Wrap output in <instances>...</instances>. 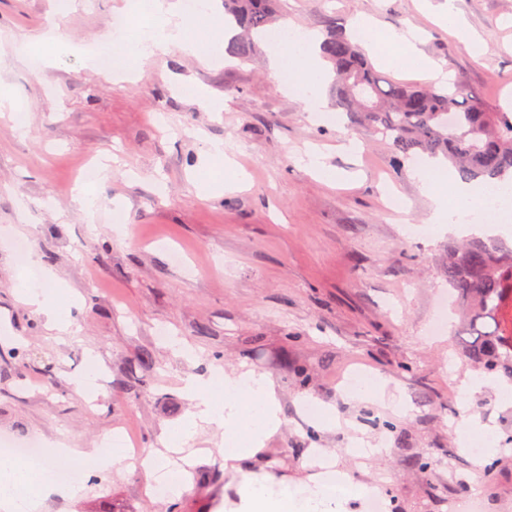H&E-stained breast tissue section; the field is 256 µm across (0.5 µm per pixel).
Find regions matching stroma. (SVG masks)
<instances>
[{"instance_id":"obj_1","label":"stroma","mask_w":512,"mask_h":512,"mask_svg":"<svg viewBox=\"0 0 512 512\" xmlns=\"http://www.w3.org/2000/svg\"><path fill=\"white\" fill-rule=\"evenodd\" d=\"M444 2L280 0L277 18L320 33L362 15L381 36L415 30L451 81L505 110L512 0H454L477 52L438 22ZM132 12V0H0V88L27 116L23 127L0 116V437L89 454L123 430L140 450L77 493L44 496L39 512H236L239 482L224 469L221 430L208 425L187 445L194 477L180 496L149 492L161 432L193 410L184 379L216 366L254 368L278 386L280 428L243 469L292 487L323 453L347 476L348 512H362L371 487L391 512H467L473 502L512 512V405L497 391L507 379L465 361L456 328L429 330L449 295L442 263L456 235L410 237L430 212L419 182L397 169L389 145L346 120L312 122L271 77L266 42L228 61L214 50L218 27L206 60L176 48L143 66L134 55V78L106 79L107 59L92 54L113 18ZM180 81L202 86L223 111L175 93ZM349 140L356 150L344 149ZM218 142L233 146L247 185L205 199L195 182L209 178ZM308 150L335 169V185L304 167ZM99 160L108 177L80 184ZM388 188L403 211L391 210ZM81 193L93 213L79 206ZM19 239L30 265L53 275L69 332L21 301ZM161 328L193 355H177ZM91 365L105 380L93 398L74 385ZM355 371L390 379L402 407L348 398L342 381ZM482 376L488 386L469 391ZM306 397L335 427H318ZM475 422L491 430V453L460 447ZM359 440L375 454L353 455Z\"/></svg>"}]
</instances>
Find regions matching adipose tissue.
<instances>
[{"label": "adipose tissue", "instance_id": "obj_1", "mask_svg": "<svg viewBox=\"0 0 512 512\" xmlns=\"http://www.w3.org/2000/svg\"><path fill=\"white\" fill-rule=\"evenodd\" d=\"M140 12L156 20L154 32L140 30L136 25L130 30L128 44L141 49L143 59L167 54L174 47L196 56L205 54V28L201 25L193 30L188 28L181 0H140ZM283 28L292 36L290 45L270 55L269 68L276 76L285 71L292 73V82H281L280 90L298 92L311 120L326 122L329 119L326 88L331 74L320 57L322 38L289 20L284 21ZM387 39L403 47L402 54L387 57L388 66L401 68L410 64L422 79L440 86L447 84V71L418 53L411 32L394 30L388 33ZM411 173L434 203L428 221L438 232L458 223L461 208L478 202L483 194L482 189L467 183L445 190L448 165L444 162L424 158L412 163ZM185 390L193 411L187 420L162 432L157 461H165L168 454L180 453L200 425L213 424L224 431L225 463L239 469L241 462L263 448L266 439L280 426L277 387L267 373L218 368L208 378H188ZM57 463V457L53 456L42 468L34 469L17 461L0 459V489L7 492L4 503L11 512H37L39 500L18 496L17 491L31 485L40 486L46 492L54 491L51 472ZM327 480L340 485L345 476L338 471L319 472L311 475L309 482L289 491L275 489L267 475L242 471L244 495L237 512H332L320 500V488Z\"/></svg>", "mask_w": 512, "mask_h": 512}]
</instances>
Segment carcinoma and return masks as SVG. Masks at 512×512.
I'll use <instances>...</instances> for the list:
<instances>
[{
  "label": "carcinoma",
  "instance_id": "obj_1",
  "mask_svg": "<svg viewBox=\"0 0 512 512\" xmlns=\"http://www.w3.org/2000/svg\"><path fill=\"white\" fill-rule=\"evenodd\" d=\"M278 0H224V20L244 35L231 52L256 51L250 34L265 35ZM333 71L336 109L350 122L389 144L400 164L418 154L441 158L461 179L512 185V113L499 112L452 83L444 88L394 81L380 74L345 29L329 28L321 44ZM456 293L460 329L470 340L464 356L512 379V247L499 238H471L448 248L443 265Z\"/></svg>",
  "mask_w": 512,
  "mask_h": 512
}]
</instances>
